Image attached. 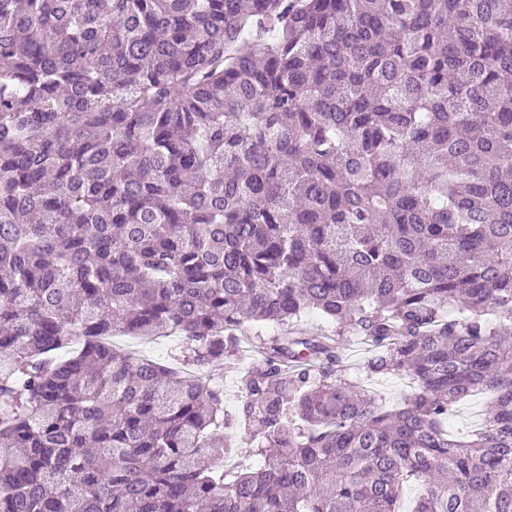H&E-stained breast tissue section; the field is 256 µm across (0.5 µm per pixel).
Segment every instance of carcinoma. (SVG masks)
<instances>
[{
    "instance_id": "carcinoma-1",
    "label": "carcinoma",
    "mask_w": 512,
    "mask_h": 512,
    "mask_svg": "<svg viewBox=\"0 0 512 512\" xmlns=\"http://www.w3.org/2000/svg\"><path fill=\"white\" fill-rule=\"evenodd\" d=\"M246 323L232 416L207 370ZM348 336L414 391L346 378ZM229 424L260 464L224 470ZM409 482L512 512V0H0V512H402ZM113 344L126 352L147 356L163 363H174L172 358L181 343L177 336H153L141 338L117 334L112 338ZM487 405L488 400L483 395L472 396L459 403L449 421L453 432L466 435L479 428Z\"/></svg>"
}]
</instances>
